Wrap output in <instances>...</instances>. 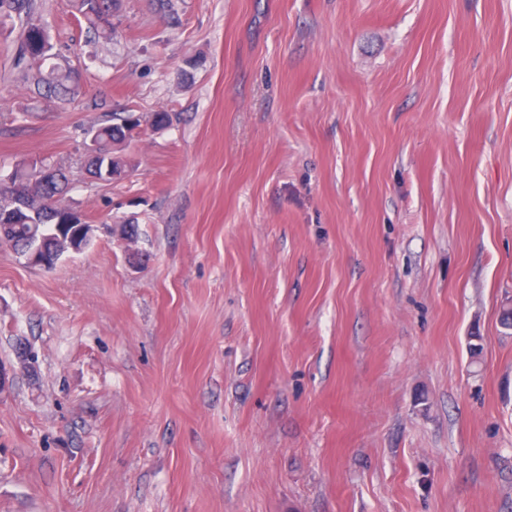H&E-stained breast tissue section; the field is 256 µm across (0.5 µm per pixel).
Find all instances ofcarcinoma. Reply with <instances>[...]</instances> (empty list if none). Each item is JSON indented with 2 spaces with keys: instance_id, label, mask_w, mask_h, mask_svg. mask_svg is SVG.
I'll use <instances>...</instances> for the list:
<instances>
[{
  "instance_id": "1",
  "label": "carcinoma",
  "mask_w": 512,
  "mask_h": 512,
  "mask_svg": "<svg viewBox=\"0 0 512 512\" xmlns=\"http://www.w3.org/2000/svg\"><path fill=\"white\" fill-rule=\"evenodd\" d=\"M70 8L77 25H87V42L110 41L115 34L112 18L119 16L122 0H70ZM17 17L22 30L14 42L13 66L31 81L40 95L59 104L69 103L77 94L78 77L69 66L53 63L45 71L32 72V65L57 57L53 52L41 16L34 0H0V17ZM123 124L107 120L98 125L100 147L95 159L86 167L94 166L109 171V181L124 179L135 167L132 158L125 155L126 146L142 132L143 116L128 111ZM67 176L49 185L32 180L29 162H19L7 181H0V224H17L14 233L18 240H28L52 233L50 224L63 220L69 202L65 198Z\"/></svg>"
}]
</instances>
